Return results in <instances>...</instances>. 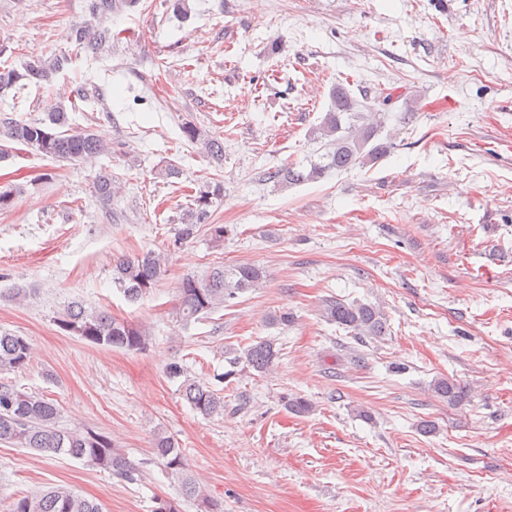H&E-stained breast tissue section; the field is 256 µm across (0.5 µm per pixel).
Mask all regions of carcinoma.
Returning a JSON list of instances; mask_svg holds the SVG:
<instances>
[{"instance_id":"cac0c4a2","label":"carcinoma","mask_w":512,"mask_h":512,"mask_svg":"<svg viewBox=\"0 0 512 512\" xmlns=\"http://www.w3.org/2000/svg\"><path fill=\"white\" fill-rule=\"evenodd\" d=\"M113 37L117 38L119 34L107 30L92 34L84 25L72 28L68 40L77 52L95 58ZM68 63L69 57L65 54L49 61L25 62L19 68L12 63H0V92L24 80L41 87L51 73L63 69ZM330 98L332 109L319 127L320 134L328 138L324 161L310 165L307 170L293 164L279 167L268 172V179L285 185L313 181L332 170L344 171L377 160L393 148L394 142L390 139L375 141L376 122L342 127V117L358 105L344 84H336ZM182 132L188 141L200 145L211 158L218 161L224 158V141L220 136L191 122L182 126ZM0 143L25 146L46 157L66 161H84L112 152V144L92 131L69 128L67 111L60 102L49 103L42 119L25 121L0 117ZM222 197L224 186L221 183H204L183 211L173 246L189 241L203 229L207 230L212 243L222 244L224 225L213 223L211 212L215 201ZM163 257L164 254L154 250L121 256L113 263L112 281L127 300L135 302L156 286L163 270ZM266 278V271L254 264L218 265L202 277L188 275L179 288L176 316L185 323L203 318L238 294L261 287ZM321 312L326 321L349 330L359 339L379 338L387 331L386 314L371 304L329 298L323 301ZM56 325L63 332L100 347L141 352L149 344V332L145 328L105 311H89L78 303L68 306L57 317ZM31 358L32 348L24 337L0 333V370H24ZM276 358L277 351L269 340H259L236 356V360L257 372L270 370ZM169 375L183 378L182 396L194 410L209 418L224 415V396L214 384L188 376L177 363L169 366ZM431 391L450 407L463 405L470 393V389L459 381L444 377L434 380ZM280 401L288 411L300 416L313 411V403L303 396H283ZM58 417L59 410L54 402L0 382V442L6 441L16 448H27L48 456L65 455L89 467L109 471L128 483L142 479L144 466L133 463L106 433L92 428L62 429ZM153 445L155 457L181 484L185 497L197 502L199 512H224L222 504L205 494L189 470L182 449L171 436L158 429ZM8 512H103V509L101 504L68 488L53 487L14 499Z\"/></svg>"}]
</instances>
